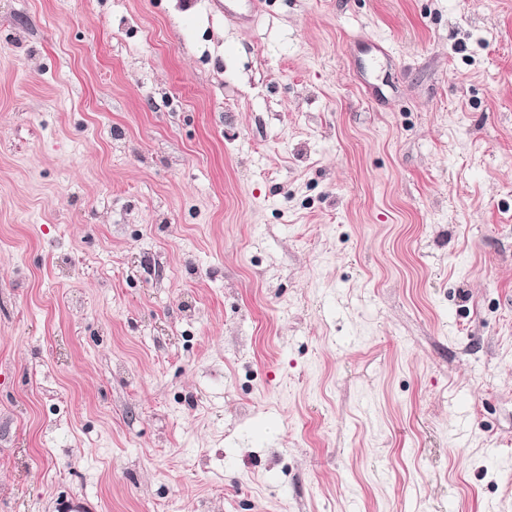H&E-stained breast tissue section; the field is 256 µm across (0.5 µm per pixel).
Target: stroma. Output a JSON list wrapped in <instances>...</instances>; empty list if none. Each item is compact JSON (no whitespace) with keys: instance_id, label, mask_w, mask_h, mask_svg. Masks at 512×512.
<instances>
[{"instance_id":"35a3bbf8","label":"stroma","mask_w":512,"mask_h":512,"mask_svg":"<svg viewBox=\"0 0 512 512\" xmlns=\"http://www.w3.org/2000/svg\"><path fill=\"white\" fill-rule=\"evenodd\" d=\"M1 372L0 512H512V0H0Z\"/></svg>"}]
</instances>
